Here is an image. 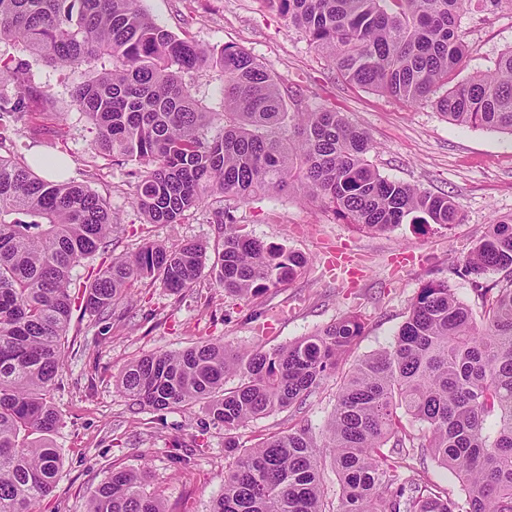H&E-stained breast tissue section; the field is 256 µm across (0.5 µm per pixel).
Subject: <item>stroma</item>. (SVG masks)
Here are the masks:
<instances>
[{
	"label": "stroma",
	"mask_w": 512,
	"mask_h": 512,
	"mask_svg": "<svg viewBox=\"0 0 512 512\" xmlns=\"http://www.w3.org/2000/svg\"><path fill=\"white\" fill-rule=\"evenodd\" d=\"M142 6L179 37L217 50L247 49L282 87L297 92L303 105L333 107L366 131L374 145L369 160L382 176L451 196L464 221L448 228L402 224L373 232L300 196L269 193L244 202L217 195L179 223H145L130 203L131 164L93 149L92 125L72 103L74 86L95 75L99 63L69 71L31 61L32 86L42 99L37 111L15 123L0 154L66 157L67 179L107 197L119 217L107 255L129 256L148 242L194 241L204 246L206 265L200 279L178 293L147 279L135 282L115 305L109 324L74 311L64 337L65 366L52 394L60 416L53 441L61 476L38 512H86L88 500L115 468L147 471L146 490L161 499L166 512H210L234 461L224 449L223 426L199 404L162 412L136 404L119 387L131 360L208 340L223 341L236 352H270L355 313L364 331L347 356V365H354L392 342L428 281L446 282L459 299L478 308L469 279L457 267L494 219L512 214V135L459 126L430 104L337 78L334 65L262 0H142ZM460 26L468 52L459 80L492 67L512 47L511 9L472 12ZM227 210L242 234L303 253L309 260L304 272L248 298L226 295L209 267ZM342 249L363 271L351 284L323 263L325 255ZM407 249L415 258L398 268L394 255ZM340 385V378H329L302 410L276 411L249 422L236 433L239 445L249 448L306 423L315 434L324 433ZM176 442L202 443L204 452L181 466L168 454Z\"/></svg>",
	"instance_id": "stroma-1"
}]
</instances>
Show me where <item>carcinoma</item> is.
Instances as JSON below:
<instances>
[{"label":"carcinoma","mask_w":512,"mask_h":512,"mask_svg":"<svg viewBox=\"0 0 512 512\" xmlns=\"http://www.w3.org/2000/svg\"><path fill=\"white\" fill-rule=\"evenodd\" d=\"M496 10L512 0H266L328 57L339 78L398 99L430 102L457 125L512 135V47L494 68L454 79L467 45L461 16L473 2ZM22 45L60 69L103 62L72 92L95 129V149L135 165L134 204L148 224H176L214 192L240 202L296 192L360 228L461 223L446 194L381 176L369 163L367 133L323 106L287 111L294 100L248 51H218L156 24L141 0H0V41ZM216 73L219 106L198 83ZM29 64L0 62V145L29 111ZM219 126V133L209 129ZM56 159L0 155V512H36L56 488L60 457L51 402L62 366L61 340L75 306L103 323L138 280L178 293L203 273L196 242L146 243L97 270L81 295L73 270L105 252L114 216L107 199L39 171ZM213 270L224 291L248 297L301 273L306 256L247 238L224 212ZM490 272L503 277L489 285ZM480 314L448 284L427 283L390 346L344 377L322 442L304 426L238 455L211 512H512V216L497 219L463 260ZM347 315L272 352L241 355L205 341L175 353L141 356L119 386L158 411L206 405L224 425V447L249 421L302 408L336 374L362 336ZM230 376L237 386L226 389ZM425 424L416 434L403 417ZM432 456L463 498L427 476ZM339 491L328 501L326 467ZM146 473H108L87 512H164L144 490Z\"/></svg>","instance_id":"1"}]
</instances>
